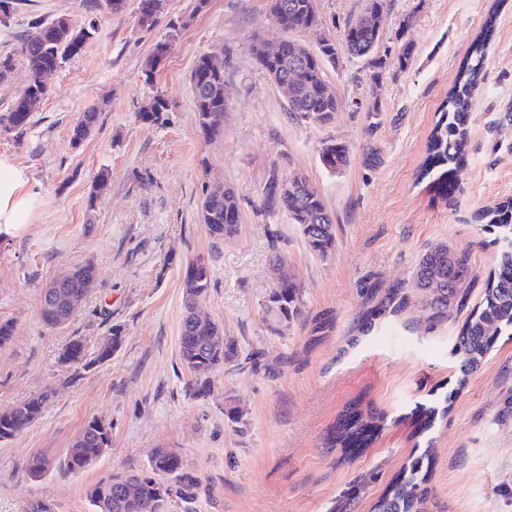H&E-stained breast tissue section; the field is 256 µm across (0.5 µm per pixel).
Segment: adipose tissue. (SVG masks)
<instances>
[{
	"mask_svg": "<svg viewBox=\"0 0 512 512\" xmlns=\"http://www.w3.org/2000/svg\"><path fill=\"white\" fill-rule=\"evenodd\" d=\"M30 182L25 167L12 157L0 155V232L32 222L40 198Z\"/></svg>",
	"mask_w": 512,
	"mask_h": 512,
	"instance_id": "obj_1",
	"label": "adipose tissue"
}]
</instances>
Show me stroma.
<instances>
[{"label": "stroma", "instance_id": "1", "mask_svg": "<svg viewBox=\"0 0 512 512\" xmlns=\"http://www.w3.org/2000/svg\"><path fill=\"white\" fill-rule=\"evenodd\" d=\"M364 0H315L322 27L295 38L317 47L341 39L347 16ZM384 45L398 32L413 43L407 69L379 68L339 48L326 75L340 101L326 126L296 120L252 57L254 38H280L268 0H166L160 24L142 29L134 9L97 14L84 51L51 74L49 93L22 136L0 134V154L26 167L42 199L35 223L0 234V323L13 335L0 345V411L47 394L42 414L0 441V512H92L85 490L108 473L143 470L155 448L176 451L209 492L189 512H374L411 462L428 455L425 512H512V336L498 337L477 370L459 373L453 353L466 312L434 329L417 305L379 317L365 335L363 312L409 279L440 243L466 252L476 277L469 304L482 300L497 247L475 212L512 198V0H385ZM66 15L82 24V0H18L0 24V52L15 50L32 16ZM495 26L468 123L467 165L442 193L417 181L427 138L458 68L487 19ZM168 43L153 81L144 69L154 44ZM224 60V133L208 139L194 114L190 81L198 57ZM170 104L162 126L144 124L153 95ZM99 123L81 144L72 128L89 106ZM348 145L342 171L323 168L326 138ZM379 149L376 169L361 162ZM305 174L336 215V246L309 251L287 213H259L270 170ZM106 172L103 189L96 177ZM238 196L236 236L213 246L200 218L203 194ZM280 237L271 240L269 228ZM302 281L304 317L271 333L263 304L278 286L273 255ZM204 257L211 288L201 312L234 337L261 367L213 372V391L189 395L191 373L179 356L186 263ZM93 263L97 280L69 325L47 327L39 293L53 277ZM121 349L83 369L60 361L81 337L96 352L112 326ZM241 423L224 414L228 399ZM383 416L363 448H331L326 438L349 405ZM447 415L427 423L429 407ZM110 423L112 442L78 472L34 479L33 456L64 460L90 420Z\"/></svg>", "mask_w": 512, "mask_h": 512}]
</instances>
